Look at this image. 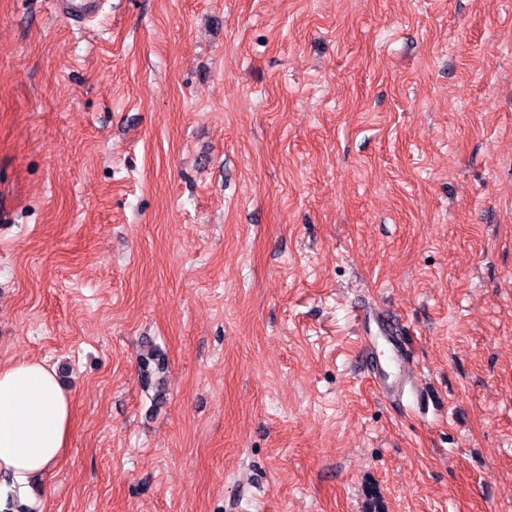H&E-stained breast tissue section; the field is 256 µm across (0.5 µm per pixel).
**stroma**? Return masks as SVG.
I'll list each match as a JSON object with an SVG mask.
<instances>
[{"label":"stroma","mask_w":512,"mask_h":512,"mask_svg":"<svg viewBox=\"0 0 512 512\" xmlns=\"http://www.w3.org/2000/svg\"><path fill=\"white\" fill-rule=\"evenodd\" d=\"M102 2L0 0V364L71 369L41 512H512V0ZM101 0H54L53 6L59 3L63 15L74 22L81 23L94 18L100 9ZM375 324L377 327L375 336H381L391 345L394 359L401 369L405 358L406 344L403 341V331L397 318L390 314H382L375 319ZM364 349L366 351L367 356L369 357V362H367V368L368 364L370 365V369L368 370L370 375H373L375 378L374 385L375 389L379 394H382L383 396L388 395H400L404 393V390L406 386L412 381L410 380L408 374H406L405 371L399 373V376L396 378L394 382L389 383L388 381L381 379L380 377H377V369L374 365V359H373V352L371 350V341L370 339L364 340ZM412 391L418 392L417 388L412 383Z\"/></svg>","instance_id":"1"}]
</instances>
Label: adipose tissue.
<instances>
[{
    "label": "adipose tissue",
    "mask_w": 512,
    "mask_h": 512,
    "mask_svg": "<svg viewBox=\"0 0 512 512\" xmlns=\"http://www.w3.org/2000/svg\"><path fill=\"white\" fill-rule=\"evenodd\" d=\"M72 402L54 367L28 358L0 366V512H25L63 457Z\"/></svg>",
    "instance_id": "1"
}]
</instances>
